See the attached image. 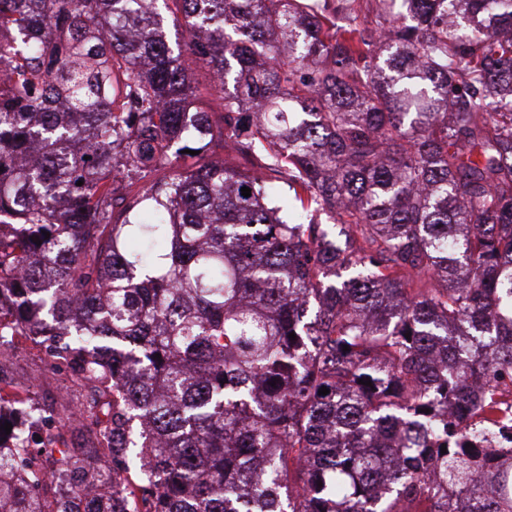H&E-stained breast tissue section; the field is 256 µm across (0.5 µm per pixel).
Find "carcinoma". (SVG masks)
Instances as JSON below:
<instances>
[{"instance_id":"obj_1","label":"carcinoma","mask_w":512,"mask_h":512,"mask_svg":"<svg viewBox=\"0 0 512 512\" xmlns=\"http://www.w3.org/2000/svg\"><path fill=\"white\" fill-rule=\"evenodd\" d=\"M379 2L0 0V512H512V0ZM193 85L196 87V105L204 112H208L212 121L221 123L224 113L223 94L211 88L212 82L209 68L199 64L193 74ZM9 366L19 380H28L32 376H40L41 387L37 388V396L41 401L50 402L58 396L63 379L52 373L48 366L45 353L35 347L26 337L20 338L13 349Z\"/></svg>"}]
</instances>
